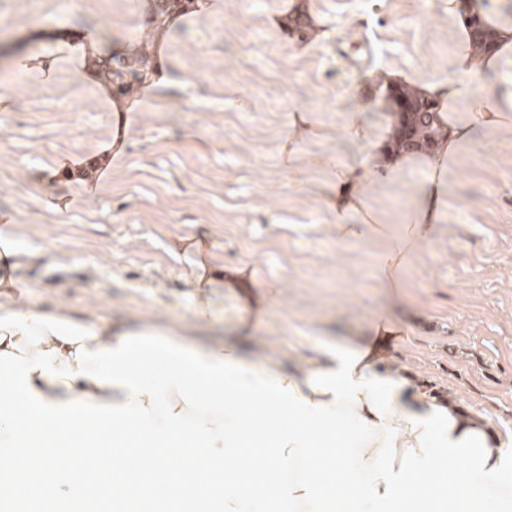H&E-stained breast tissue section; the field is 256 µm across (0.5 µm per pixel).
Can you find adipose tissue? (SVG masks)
Segmentation results:
<instances>
[{
  "mask_svg": "<svg viewBox=\"0 0 512 512\" xmlns=\"http://www.w3.org/2000/svg\"><path fill=\"white\" fill-rule=\"evenodd\" d=\"M460 0H448L456 20L448 75L403 71L390 82L410 83L439 104L447 128L423 153L390 152L363 113H351L338 134L373 153L336 169L324 203L339 240L383 244L374 276L389 299L400 298L411 260L434 240L448 204V173L477 129L512 128V88L485 84L512 56V20L481 12L495 33L492 49L475 57ZM82 80L107 94L112 111L135 100L113 96L98 70L120 53L111 32L84 29L57 40ZM481 82L462 101L459 78ZM420 168L428 178L400 226L383 222L367 193ZM185 283L192 315L213 314L209 290L223 285L237 297L244 283L220 276L197 249ZM379 344L327 342L297 365L259 346L242 353L231 342L200 348L184 326L131 332L64 306L30 309L17 280L0 274V458L13 464V484L0 486V512L15 488L54 512L79 497L98 447L117 441L106 473L113 499L130 512H155L170 474L182 480L176 503L194 512H512V438L478 410L461 411L413 376L389 370ZM53 449H30L48 435ZM212 463L197 484L200 462Z\"/></svg>",
  "mask_w": 512,
  "mask_h": 512,
  "instance_id": "ef3b65f1",
  "label": "adipose tissue"
}]
</instances>
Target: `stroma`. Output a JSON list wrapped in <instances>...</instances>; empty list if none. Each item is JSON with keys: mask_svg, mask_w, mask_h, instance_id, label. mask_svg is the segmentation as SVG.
<instances>
[{"mask_svg": "<svg viewBox=\"0 0 512 512\" xmlns=\"http://www.w3.org/2000/svg\"><path fill=\"white\" fill-rule=\"evenodd\" d=\"M304 2L299 14L293 0H223L180 12L154 36L147 0H0V27L12 32L0 42V97L10 101L0 213L13 218L26 302L130 331L186 325L198 347L262 345L289 364L313 356L321 337L364 336L385 306L402 328L387 342L395 366L512 432V128L480 131L463 154L434 243L413 257L403 296L387 301L373 276L382 242L338 241L322 201L333 170L309 166L294 179L283 148L304 112L317 132L303 134V158L367 156L337 135L347 112L364 104L384 128L392 110L380 76H447L453 23L446 0ZM90 26L166 72L120 130L65 56L46 77L9 66L43 53L36 31ZM425 180L415 170L374 186L371 203L398 223ZM60 196L70 202L62 212ZM202 235L211 264L246 269L250 294L276 285L256 327L232 329L239 308L220 287L213 321L192 323V256L173 244Z\"/></svg>", "mask_w": 512, "mask_h": 512, "instance_id": "35a3bbf8", "label": "stroma"}]
</instances>
